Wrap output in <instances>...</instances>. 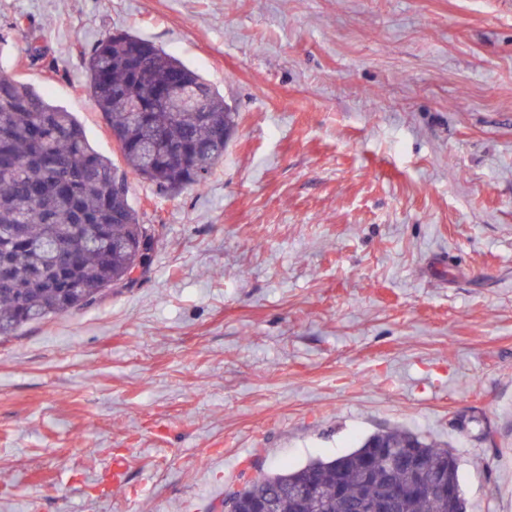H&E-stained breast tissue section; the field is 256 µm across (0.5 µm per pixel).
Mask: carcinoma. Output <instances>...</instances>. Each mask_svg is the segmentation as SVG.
<instances>
[{
	"label": "carcinoma",
	"instance_id": "cac0c4a2",
	"mask_svg": "<svg viewBox=\"0 0 512 512\" xmlns=\"http://www.w3.org/2000/svg\"><path fill=\"white\" fill-rule=\"evenodd\" d=\"M89 89L119 150L165 193L201 188L224 158L236 113L194 70L129 34L99 39L88 54ZM154 241L128 200L111 159L83 126L28 85L0 75V337L52 314L94 304L139 263L140 239ZM385 453L367 471L364 455ZM460 482L453 449L408 429L389 428L331 460L261 473L232 492L241 512L273 502L296 512L291 489L311 484L302 512H350L347 503L383 488L390 474L399 512H458L416 490L420 474Z\"/></svg>",
	"mask_w": 512,
	"mask_h": 512
}]
</instances>
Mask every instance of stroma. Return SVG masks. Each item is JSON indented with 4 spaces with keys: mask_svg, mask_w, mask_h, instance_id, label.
Instances as JSON below:
<instances>
[{
    "mask_svg": "<svg viewBox=\"0 0 512 512\" xmlns=\"http://www.w3.org/2000/svg\"><path fill=\"white\" fill-rule=\"evenodd\" d=\"M115 31L235 112L203 190L126 169L85 88ZM0 72L155 237L134 284L0 338V512H210L392 427L512 512V0H0Z\"/></svg>",
    "mask_w": 512,
    "mask_h": 512,
    "instance_id": "obj_1",
    "label": "stroma"
}]
</instances>
